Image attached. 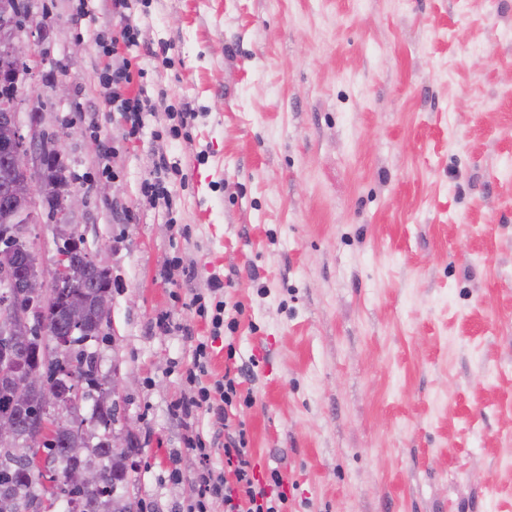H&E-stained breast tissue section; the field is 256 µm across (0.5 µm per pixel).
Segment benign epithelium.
I'll return each mask as SVG.
<instances>
[{
    "label": "benign epithelium",
    "instance_id": "7a95c632",
    "mask_svg": "<svg viewBox=\"0 0 512 512\" xmlns=\"http://www.w3.org/2000/svg\"><path fill=\"white\" fill-rule=\"evenodd\" d=\"M28 14L12 13L4 11L0 13V31L7 34V47L15 68L24 75V79L32 80L36 70L46 62L40 57L35 46V32H29L28 38L22 37L25 31V20ZM25 103V98L20 90H15L12 101V118L5 124L4 134L0 136V157L5 160L6 167L22 175L25 179L26 189L21 195H11L10 186L5 184L0 187V194L5 197H14L15 220L8 234L0 237V249L10 248L22 253L26 265V273L23 286L32 297L51 302L60 288H74L82 282L84 266L88 265L98 272L106 271L96 258L89 254L84 258V264H77L71 260V256L80 251L79 237L70 229V214L76 205V194L68 183L62 182L56 185L55 191L59 199V205L48 213V219L58 227V238L62 245L58 247V259L54 268L49 272V281H44V270L39 262L29 240V225L40 220L43 195V167L48 158L57 160L64 156V139L50 136L44 131L32 127L23 131L17 123V112ZM22 321L33 326L41 321L39 313L31 308L18 309L6 299L0 302V343L3 344V352L7 353L18 348V343L25 340L20 335V329L15 323ZM83 315L73 312L69 316L67 334L57 331L49 332L51 343L44 346L38 355V365L29 366L20 363L17 369L10 374L13 381V389L17 404L21 405L26 400L29 389L36 387L42 389L44 413L48 419L60 425H66L75 431L87 429V423L74 420L68 414V410L82 401V390L73 387L62 393L56 387L50 388L43 385L44 371L60 364L59 375L66 376L71 373L68 363L69 337L81 333ZM135 435V427L131 422H122L121 430L111 436V445L115 452H120L127 447L128 437ZM17 440V427L7 419L0 418V447L11 448ZM99 480V473L93 468H75L70 470L63 482L73 487H90Z\"/></svg>",
    "mask_w": 512,
    "mask_h": 512
}]
</instances>
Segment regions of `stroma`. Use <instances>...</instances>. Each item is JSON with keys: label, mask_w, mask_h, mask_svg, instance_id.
Masks as SVG:
<instances>
[{"label": "stroma", "mask_w": 512, "mask_h": 512, "mask_svg": "<svg viewBox=\"0 0 512 512\" xmlns=\"http://www.w3.org/2000/svg\"><path fill=\"white\" fill-rule=\"evenodd\" d=\"M29 3L48 64L18 119L68 137L72 222L112 282L86 348L139 422V512H189L228 424L286 512H512V0H137L118 52L161 101L135 139L95 75L111 16ZM161 162L169 208L140 193ZM219 299L243 312L215 337ZM200 343L203 384L231 348L246 375L226 418L185 421Z\"/></svg>", "instance_id": "obj_1"}]
</instances>
